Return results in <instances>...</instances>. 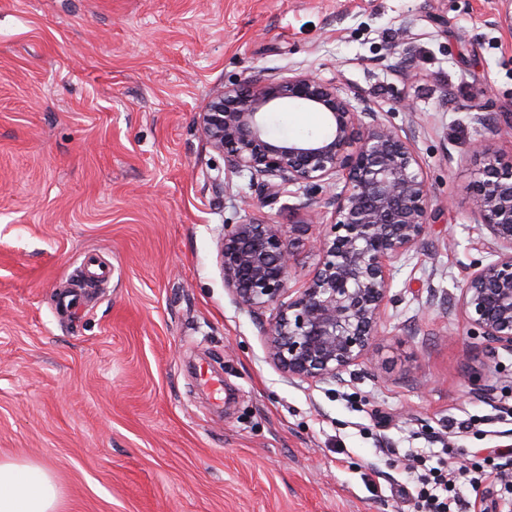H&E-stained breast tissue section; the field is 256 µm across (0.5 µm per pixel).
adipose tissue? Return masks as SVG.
<instances>
[{
	"instance_id": "1",
	"label": "adipose tissue",
	"mask_w": 512,
	"mask_h": 512,
	"mask_svg": "<svg viewBox=\"0 0 512 512\" xmlns=\"http://www.w3.org/2000/svg\"><path fill=\"white\" fill-rule=\"evenodd\" d=\"M57 498L48 467L0 461V512H53Z\"/></svg>"
}]
</instances>
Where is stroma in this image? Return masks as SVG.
<instances>
[{
	"mask_svg": "<svg viewBox=\"0 0 512 512\" xmlns=\"http://www.w3.org/2000/svg\"><path fill=\"white\" fill-rule=\"evenodd\" d=\"M500 3L0 0V461L50 466L57 512H415L399 495L411 455L493 469L512 352L471 339L458 298L485 258L478 172L512 161ZM298 71L417 121L431 229L391 283L378 378L289 380L224 287L225 225L332 213L326 192L270 199L225 170L198 115L218 89ZM266 123L275 139L326 131L313 112ZM91 253L112 278L60 315ZM456 490L512 512V487Z\"/></svg>",
	"mask_w": 512,
	"mask_h": 512,
	"instance_id": "obj_1",
	"label": "stroma"
}]
</instances>
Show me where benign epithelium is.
<instances>
[{
  "instance_id": "obj_1",
  "label": "benign epithelium",
  "mask_w": 512,
  "mask_h": 512,
  "mask_svg": "<svg viewBox=\"0 0 512 512\" xmlns=\"http://www.w3.org/2000/svg\"><path fill=\"white\" fill-rule=\"evenodd\" d=\"M294 105L326 115L327 134L273 140L263 114ZM198 129L229 172H248L266 191L340 187L328 199L332 220L307 237V224L224 225L219 262L224 287L258 316L269 359L290 379L334 381L350 366L372 363L370 351L395 263L428 232L432 196L414 149V122L397 127L359 108L333 84L307 72L256 74L217 91L199 114ZM475 223L487 231L459 297L470 335L512 351V163L491 161L479 172ZM319 260L290 294V272L302 249Z\"/></svg>"
}]
</instances>
